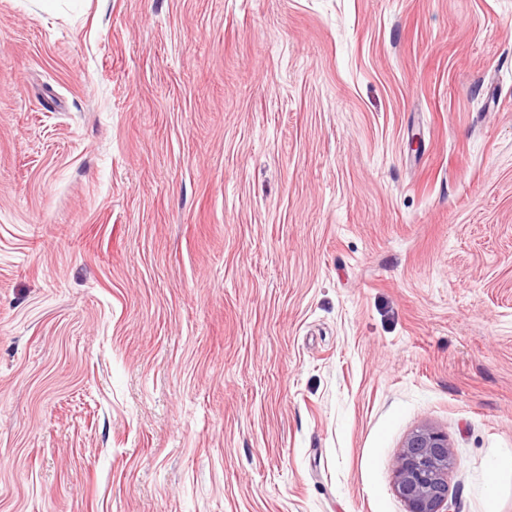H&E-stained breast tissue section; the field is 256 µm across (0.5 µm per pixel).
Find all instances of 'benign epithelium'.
Here are the masks:
<instances>
[{"label": "benign epithelium", "instance_id": "benign-epithelium-1", "mask_svg": "<svg viewBox=\"0 0 512 512\" xmlns=\"http://www.w3.org/2000/svg\"><path fill=\"white\" fill-rule=\"evenodd\" d=\"M454 464L446 434L422 424L407 436L394 464L395 491L407 512H443Z\"/></svg>", "mask_w": 512, "mask_h": 512}]
</instances>
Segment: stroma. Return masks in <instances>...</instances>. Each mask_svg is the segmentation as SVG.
Listing matches in <instances>:
<instances>
[{
    "instance_id": "35a3bbf8",
    "label": "stroma",
    "mask_w": 512,
    "mask_h": 512,
    "mask_svg": "<svg viewBox=\"0 0 512 512\" xmlns=\"http://www.w3.org/2000/svg\"><path fill=\"white\" fill-rule=\"evenodd\" d=\"M512 512V0H0V512ZM394 464V487L407 512H443L448 499V471L455 454L448 436L422 424L404 441Z\"/></svg>"
}]
</instances>
